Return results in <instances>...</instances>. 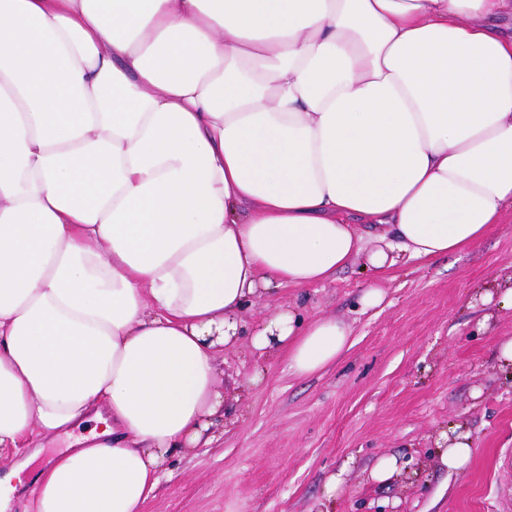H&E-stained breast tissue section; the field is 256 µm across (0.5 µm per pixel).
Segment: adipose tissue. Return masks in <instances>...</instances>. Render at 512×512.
<instances>
[{"label":"adipose tissue","instance_id":"obj_1","mask_svg":"<svg viewBox=\"0 0 512 512\" xmlns=\"http://www.w3.org/2000/svg\"><path fill=\"white\" fill-rule=\"evenodd\" d=\"M512 0H0V512H141L231 416L260 288L475 246L512 211ZM352 345L278 307L249 351ZM98 431L38 472L44 442Z\"/></svg>","mask_w":512,"mask_h":512}]
</instances>
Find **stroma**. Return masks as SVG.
I'll use <instances>...</instances> for the list:
<instances>
[{"instance_id":"1","label":"stroma","mask_w":512,"mask_h":512,"mask_svg":"<svg viewBox=\"0 0 512 512\" xmlns=\"http://www.w3.org/2000/svg\"><path fill=\"white\" fill-rule=\"evenodd\" d=\"M364 264L358 256L322 285L245 302V332L223 355L225 403L239 420L211 447L173 459L142 512H512V367L497 357L512 339V309L481 299L512 274V212L455 254L377 273ZM369 287L386 298L366 310ZM288 304L306 321H345L354 345L305 378L268 359L251 385L250 336ZM457 427L473 455L451 472L436 440ZM390 454L398 474L372 482ZM339 471L345 483L327 498Z\"/></svg>"}]
</instances>
